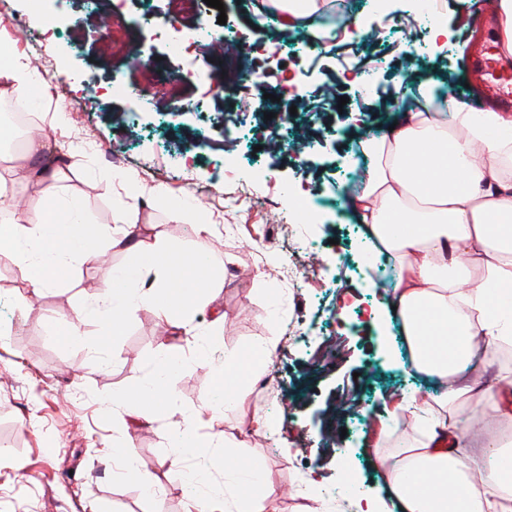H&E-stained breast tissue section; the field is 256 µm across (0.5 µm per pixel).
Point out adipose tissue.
<instances>
[{
  "mask_svg": "<svg viewBox=\"0 0 512 512\" xmlns=\"http://www.w3.org/2000/svg\"><path fill=\"white\" fill-rule=\"evenodd\" d=\"M365 146L373 162L347 204L394 261L389 303L414 369L435 379L436 391L424 401L409 394L386 409L387 421L406 413L421 426L398 447L374 448L387 494L361 492L357 512H512V437L451 423L474 400L512 424V409L503 404L512 370L484 384L469 372L474 358L494 356L512 342V315L490 309L495 296L512 288V111L477 109L454 97L436 110L425 93L394 130ZM125 235L117 227L91 229L80 207L63 201L0 224V246L17 257L24 279L36 288L56 284L76 262L100 260ZM134 255L133 272L107 286L106 333L117 332L144 306L163 321L191 326L213 292L201 255L160 240L137 244ZM174 260L192 269L188 281L138 286L143 271ZM177 376L162 363L149 387L113 396L112 403L136 408L146 419L170 411ZM274 491L254 462L241 481L228 484L223 506L266 512Z\"/></svg>",
  "mask_w": 512,
  "mask_h": 512,
  "instance_id": "obj_1",
  "label": "adipose tissue"
}]
</instances>
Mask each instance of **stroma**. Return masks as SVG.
<instances>
[{
	"mask_svg": "<svg viewBox=\"0 0 512 512\" xmlns=\"http://www.w3.org/2000/svg\"><path fill=\"white\" fill-rule=\"evenodd\" d=\"M222 2L223 9L208 8L203 17L216 39L228 27L246 30L263 58L245 49L219 57L207 46L184 62L139 25L146 11L176 17L175 0H125V28L109 33L84 0L44 4L59 13L58 34L45 45L52 75L34 88L41 107L26 131L0 122V176L14 178L15 159L33 131L58 157L61 172L41 184L18 182L0 208L19 219L24 210L67 196L96 228L137 213L138 238L205 255L223 322L197 314L190 337L144 307L106 348L92 352L88 345L103 324L95 310L130 253L109 248L106 259L79 263L43 290L31 288L16 259L0 253V512H188L198 493L223 498L225 469L254 458L276 488L268 512H342L341 502L383 486L370 450L384 404L435 390L434 380L412 368L400 320H370L392 264L386 253L372 251L350 218L345 191L359 183L365 138L411 104L420 83L440 96L469 97L463 49L470 41L494 42V26L478 24L469 35L448 15V41L436 45L428 31L408 23L409 0H390L375 15L371 35L317 48L318 18L289 34L268 25L254 30L263 0ZM39 34L34 0H0V65L23 56ZM257 65L286 76L278 104L250 84L209 96L199 83L235 78ZM364 70L375 77L367 96L354 82ZM116 82L153 97L142 121L125 120L128 100L113 91ZM236 112L247 119L243 147L224 139L217 125ZM182 151L188 171L148 166ZM228 160L241 164L232 184L224 181ZM118 169L132 174L135 185L111 189ZM192 186L198 211L174 220ZM285 186L305 195L312 213L300 228L307 245L298 259L315 270L294 283L268 274L291 245L275 205ZM200 224L217 225L216 236L198 237ZM79 307L89 314L77 323V340L59 343L53 319L74 317ZM300 321L315 330L305 343L292 334ZM333 335L343 337L345 354L337 365L318 367L322 341ZM269 343L274 350L263 373L243 391L219 384L225 352L245 354ZM166 353L182 357L173 413L124 430L128 415L113 408L110 396L142 388ZM183 421L208 447L177 452L171 427ZM121 448L134 456L135 471L117 465ZM177 457L198 470L196 486L175 475ZM148 482L157 497L145 496Z\"/></svg>",
	"mask_w": 512,
	"mask_h": 512,
	"instance_id": "stroma-1",
	"label": "stroma"
}]
</instances>
